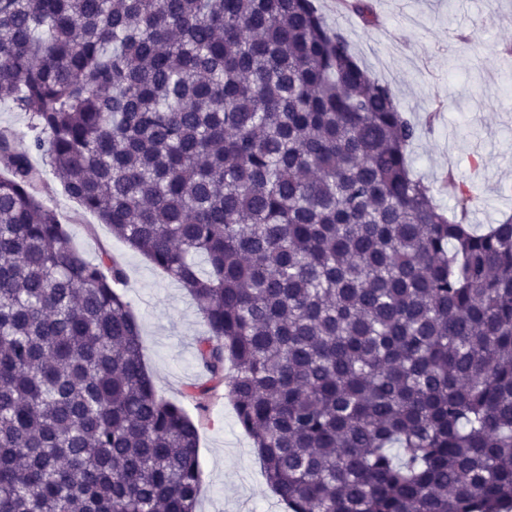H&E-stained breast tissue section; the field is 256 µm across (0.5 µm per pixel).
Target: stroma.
Here are the masks:
<instances>
[{"label": "stroma", "instance_id": "obj_1", "mask_svg": "<svg viewBox=\"0 0 512 512\" xmlns=\"http://www.w3.org/2000/svg\"><path fill=\"white\" fill-rule=\"evenodd\" d=\"M372 23L336 0H316L343 30L358 62L395 91L417 128L408 151L414 177L455 212L459 190L473 197L481 224L512 216V0H366ZM45 201L68 220L73 246L109 252L123 266L122 292L142 328L156 392L194 411L201 379L196 341L206 332L194 302L159 268L79 213L46 172ZM202 482L197 512H285L265 482L251 438L225 387L199 425Z\"/></svg>", "mask_w": 512, "mask_h": 512}]
</instances>
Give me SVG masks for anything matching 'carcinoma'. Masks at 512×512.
<instances>
[{"mask_svg":"<svg viewBox=\"0 0 512 512\" xmlns=\"http://www.w3.org/2000/svg\"><path fill=\"white\" fill-rule=\"evenodd\" d=\"M0 512H196L121 265L185 288L287 512L512 507V216L448 217L391 89L314 0H0ZM43 165L32 160V154ZM28 121L24 112H17L0 103V128H9L18 134L17 147L19 149H25L32 136V132L28 129Z\"/></svg>","mask_w":512,"mask_h":512,"instance_id":"obj_1","label":"carcinoma"}]
</instances>
